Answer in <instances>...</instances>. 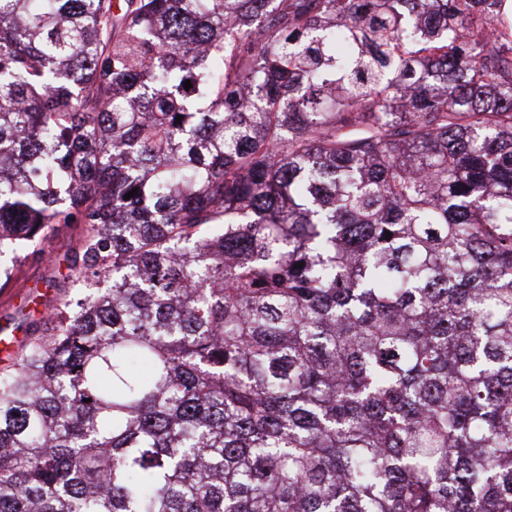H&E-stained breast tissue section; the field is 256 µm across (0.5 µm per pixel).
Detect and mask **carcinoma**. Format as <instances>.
<instances>
[{"label": "carcinoma", "mask_w": 512, "mask_h": 512, "mask_svg": "<svg viewBox=\"0 0 512 512\" xmlns=\"http://www.w3.org/2000/svg\"><path fill=\"white\" fill-rule=\"evenodd\" d=\"M505 4L0 0V512H512ZM83 229L80 224H56L45 244L46 257L41 259L32 252L33 247L21 246L6 263L11 268L7 285L0 288V327L18 329L17 340L4 350L0 343V368L8 365V355L15 357L25 348L31 336L26 335V326L37 320L43 305L52 304L62 288L68 285L63 277L70 273V260L80 252ZM48 285L52 287L48 288Z\"/></svg>", "instance_id": "carcinoma-1"}]
</instances>
